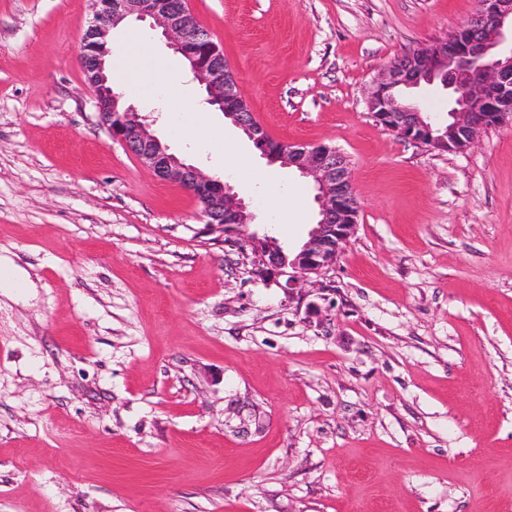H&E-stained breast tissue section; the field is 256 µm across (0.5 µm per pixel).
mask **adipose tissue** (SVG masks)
Instances as JSON below:
<instances>
[{"instance_id": "adipose-tissue-1", "label": "adipose tissue", "mask_w": 512, "mask_h": 512, "mask_svg": "<svg viewBox=\"0 0 512 512\" xmlns=\"http://www.w3.org/2000/svg\"><path fill=\"white\" fill-rule=\"evenodd\" d=\"M126 41L132 45L134 53L146 55V67L140 75L130 76L122 67V54H115L110 67L113 85L157 100L162 109L172 115L169 131L173 136L204 148L220 143L222 140L220 132L210 127L198 114L195 106L182 94L171 77L168 62L155 53L150 35L144 30L132 29L128 31ZM230 168L234 174L246 172L249 173L251 181L262 183L264 197L277 216L284 217L288 212L303 209V198L266 182L263 174L253 170L249 157L242 154L235 155Z\"/></svg>"}]
</instances>
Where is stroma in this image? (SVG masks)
<instances>
[{
	"label": "stroma",
	"instance_id": "stroma-1",
	"mask_svg": "<svg viewBox=\"0 0 512 512\" xmlns=\"http://www.w3.org/2000/svg\"><path fill=\"white\" fill-rule=\"evenodd\" d=\"M186 2L272 138L347 157L355 233L316 286L260 272L99 125L89 0H0V512H512V123L441 152L367 107L477 0ZM203 115L306 198L283 226L234 180L244 235L299 247L311 181Z\"/></svg>",
	"mask_w": 512,
	"mask_h": 512
}]
</instances>
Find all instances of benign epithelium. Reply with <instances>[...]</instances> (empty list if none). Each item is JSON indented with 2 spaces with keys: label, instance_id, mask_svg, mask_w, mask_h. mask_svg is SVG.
Returning a JSON list of instances; mask_svg holds the SVG:
<instances>
[{
  "label": "benign epithelium",
  "instance_id": "benign-epithelium-1",
  "mask_svg": "<svg viewBox=\"0 0 512 512\" xmlns=\"http://www.w3.org/2000/svg\"><path fill=\"white\" fill-rule=\"evenodd\" d=\"M93 21L83 35L79 59L93 91L99 122L159 178L190 192L207 224L235 233L252 223L249 205L234 187L182 162L151 132L148 117L119 107V95L103 73L107 39L126 19L150 18L188 63L206 92L205 103L242 128L262 157L296 168L316 190L319 219L308 239L289 257L276 238L246 239L257 265L287 277L290 286L307 282L336 263L354 234L358 202L346 157L324 144H297L270 137L256 121L250 102L224 59L222 47L187 5L169 0H90ZM512 0H478L476 11L449 36L395 58L370 89L367 106L375 120L396 136L432 149L457 152L475 144L490 126L512 123ZM441 83L448 91L446 128L436 134L431 116L415 103L402 104L394 91Z\"/></svg>",
  "mask_w": 512,
  "mask_h": 512
}]
</instances>
